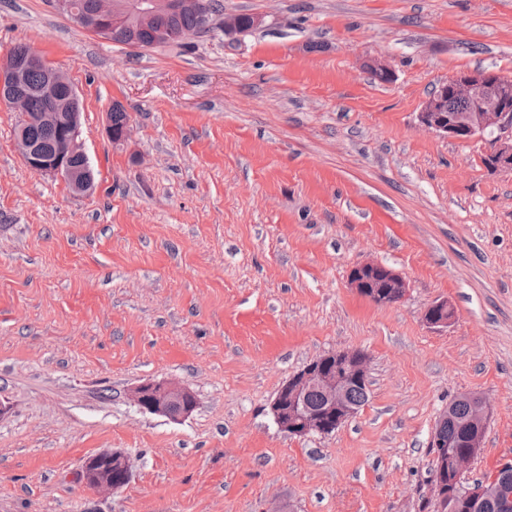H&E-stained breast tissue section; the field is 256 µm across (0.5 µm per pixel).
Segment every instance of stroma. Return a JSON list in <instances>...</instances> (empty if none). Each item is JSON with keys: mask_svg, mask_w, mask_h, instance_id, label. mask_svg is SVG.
Wrapping results in <instances>:
<instances>
[{"mask_svg": "<svg viewBox=\"0 0 512 512\" xmlns=\"http://www.w3.org/2000/svg\"><path fill=\"white\" fill-rule=\"evenodd\" d=\"M221 2L262 25L139 50L0 0V52L28 44L77 86L95 171L77 195L30 170L0 107V512H437L431 435L468 391L492 417L467 482L512 462V171L418 119L457 72L512 78V0ZM365 261L405 298L352 291ZM355 348L367 404L282 432L277 390ZM149 380L196 410L141 411ZM104 449L133 477L98 495L82 470ZM350 287L378 305H391L402 300L407 291L405 279L393 269L373 261L358 264L349 273ZM370 288V290L368 289ZM130 398L143 412L179 422L197 408L195 393L186 385L168 381H147L137 385Z\"/></svg>", "mask_w": 512, "mask_h": 512, "instance_id": "stroma-1", "label": "stroma"}]
</instances>
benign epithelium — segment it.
Instances as JSON below:
<instances>
[{"label":"benign epithelium","mask_w":512,"mask_h":512,"mask_svg":"<svg viewBox=\"0 0 512 512\" xmlns=\"http://www.w3.org/2000/svg\"><path fill=\"white\" fill-rule=\"evenodd\" d=\"M55 10L80 29L113 42L125 35L134 47L143 46L139 32L156 38L165 36L162 22L173 14L193 6L192 0H89L77 7L74 0H53ZM44 70L40 94L44 107L31 110L27 74ZM469 104L465 117L447 110L448 100ZM0 106L15 113V143L24 163L34 172L59 178L77 193L92 190L94 175L88 169L71 165L75 158L87 157L81 136V99L70 75L50 65L35 50L24 54L15 49L0 55ZM419 121L435 133L458 142L484 139L489 148L482 157L487 167L512 169V80L495 70L473 69L459 72L435 87L419 112ZM31 126L56 131L51 154L39 151L27 135ZM350 287L357 293L369 291L367 298L378 305L402 300L407 291L405 279L393 269L373 261L358 264L349 273ZM448 302L430 305L423 319L431 327H446ZM367 360L358 350H342L310 361L277 391L271 412L279 429L293 437L311 434L330 435L352 417L357 408L346 394L355 384L367 379ZM321 391L326 399L320 410L306 403L308 392ZM474 404L469 419V447L465 456H448V442L431 436L433 494L440 512H481L492 506L496 512H512V465L502 466L495 475L470 484L465 473L477 459L492 414L491 404L480 393L466 394ZM130 398L143 412L179 422L197 408L195 393L186 385L168 381H147L137 385ZM455 473L454 487H448V471ZM132 477V462L121 450L104 449L84 463L83 478L97 493H113L127 486Z\"/></svg>","instance_id":"benign-epithelium-1"}]
</instances>
